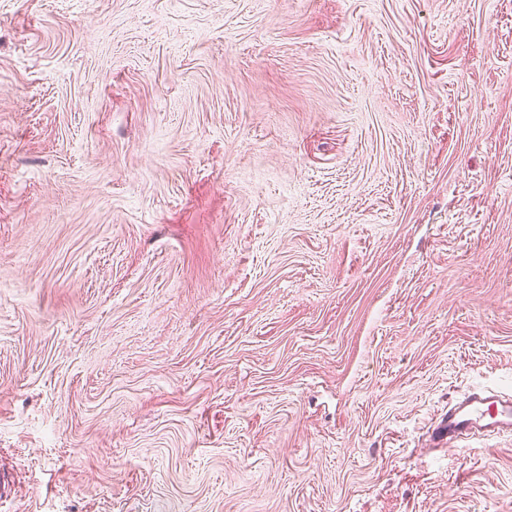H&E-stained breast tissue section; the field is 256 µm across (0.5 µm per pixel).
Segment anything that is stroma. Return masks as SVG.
<instances>
[{
  "label": "stroma",
  "mask_w": 512,
  "mask_h": 512,
  "mask_svg": "<svg viewBox=\"0 0 512 512\" xmlns=\"http://www.w3.org/2000/svg\"><path fill=\"white\" fill-rule=\"evenodd\" d=\"M512 0H0V512H512ZM433 432L448 441V450H455L456 442L475 436L507 434L512 436V395L508 397L473 392L461 401L448 403Z\"/></svg>",
  "instance_id": "1"
}]
</instances>
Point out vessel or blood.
Masks as SVG:
<instances>
[{
	"label": "vessel or blood",
	"instance_id": "vessel-or-blood-1",
	"mask_svg": "<svg viewBox=\"0 0 512 512\" xmlns=\"http://www.w3.org/2000/svg\"><path fill=\"white\" fill-rule=\"evenodd\" d=\"M434 432L451 444L477 436H512V395L504 397L478 391L450 403Z\"/></svg>",
	"mask_w": 512,
	"mask_h": 512
}]
</instances>
